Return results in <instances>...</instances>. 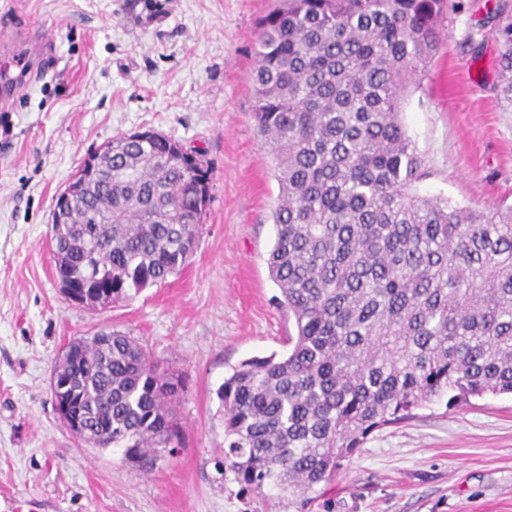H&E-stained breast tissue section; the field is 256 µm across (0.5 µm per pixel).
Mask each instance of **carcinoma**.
Here are the masks:
<instances>
[{"label":"carcinoma","mask_w":512,"mask_h":512,"mask_svg":"<svg viewBox=\"0 0 512 512\" xmlns=\"http://www.w3.org/2000/svg\"><path fill=\"white\" fill-rule=\"evenodd\" d=\"M447 0H283L260 21L253 118L279 185L267 259L295 323L288 352L224 380V467L255 491L330 483L373 430L444 396L512 394V206L410 193L421 160L401 100L441 40ZM512 74V10L498 4ZM69 224L53 225L71 273L112 300L187 265L210 197L208 169L178 141L137 132L106 144ZM72 388L95 433L142 472L181 445L182 376L136 339L91 347Z\"/></svg>","instance_id":"obj_1"}]
</instances>
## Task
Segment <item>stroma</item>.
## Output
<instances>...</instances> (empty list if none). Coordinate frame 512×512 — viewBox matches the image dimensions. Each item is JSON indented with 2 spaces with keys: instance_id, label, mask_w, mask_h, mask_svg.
<instances>
[{
  "instance_id": "obj_1",
  "label": "stroma",
  "mask_w": 512,
  "mask_h": 512,
  "mask_svg": "<svg viewBox=\"0 0 512 512\" xmlns=\"http://www.w3.org/2000/svg\"><path fill=\"white\" fill-rule=\"evenodd\" d=\"M496 0H448L438 52L401 103L422 160L411 192L512 204V101ZM277 0H0V512H512V397L440 399L378 428L312 501L244 489L224 460L217 395L245 359L288 350L294 321L267 259L279 186L252 117L261 19ZM48 35L58 67L20 38ZM151 129L201 155L210 203L188 265L91 310L61 293L55 200L112 138ZM112 329L184 379L182 444L148 474L122 446L82 445L57 418L51 369L71 340Z\"/></svg>"
}]
</instances>
